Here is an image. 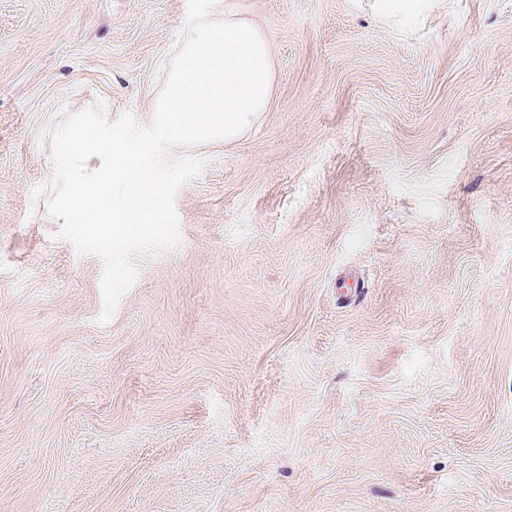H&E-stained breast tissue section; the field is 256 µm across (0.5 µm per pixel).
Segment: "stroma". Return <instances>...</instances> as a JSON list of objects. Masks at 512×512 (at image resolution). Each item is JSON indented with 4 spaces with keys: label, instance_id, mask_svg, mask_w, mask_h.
I'll list each match as a JSON object with an SVG mask.
<instances>
[{
    "label": "stroma",
    "instance_id": "obj_1",
    "mask_svg": "<svg viewBox=\"0 0 512 512\" xmlns=\"http://www.w3.org/2000/svg\"><path fill=\"white\" fill-rule=\"evenodd\" d=\"M230 10L271 98L170 149L180 244L105 321L50 132L149 124L187 0H0V512H512V0Z\"/></svg>",
    "mask_w": 512,
    "mask_h": 512
}]
</instances>
